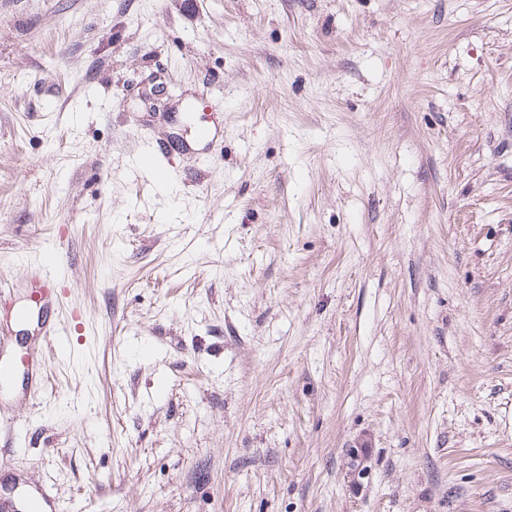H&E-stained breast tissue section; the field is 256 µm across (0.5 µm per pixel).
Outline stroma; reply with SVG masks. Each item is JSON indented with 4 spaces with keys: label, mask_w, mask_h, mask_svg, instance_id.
Instances as JSON below:
<instances>
[{
    "label": "stroma",
    "mask_w": 512,
    "mask_h": 512,
    "mask_svg": "<svg viewBox=\"0 0 512 512\" xmlns=\"http://www.w3.org/2000/svg\"><path fill=\"white\" fill-rule=\"evenodd\" d=\"M52 247L0 512H512V0H0L17 306ZM61 257L52 253L48 254L46 262L36 269L27 271V288L31 304L43 311L52 307L58 288L59 274L56 266L59 265Z\"/></svg>",
    "instance_id": "1"
}]
</instances>
